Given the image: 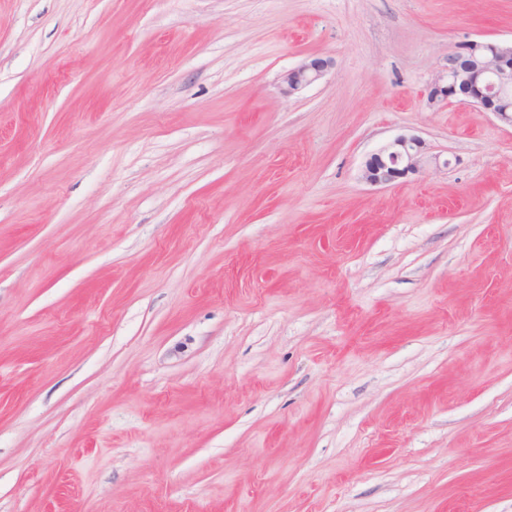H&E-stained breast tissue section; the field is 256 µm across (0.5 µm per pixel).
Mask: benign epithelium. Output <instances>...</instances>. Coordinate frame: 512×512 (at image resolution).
Wrapping results in <instances>:
<instances>
[{
	"label": "benign epithelium",
	"instance_id": "benign-epithelium-1",
	"mask_svg": "<svg viewBox=\"0 0 512 512\" xmlns=\"http://www.w3.org/2000/svg\"><path fill=\"white\" fill-rule=\"evenodd\" d=\"M332 66L331 59H305L282 75L283 93L292 95L302 90L323 78ZM452 99L507 117L512 122V117H508L512 112V46L468 39L449 51L427 100L437 105ZM424 158L423 140L414 135H400L365 161L363 178L373 185H390L420 172Z\"/></svg>",
	"mask_w": 512,
	"mask_h": 512
}]
</instances>
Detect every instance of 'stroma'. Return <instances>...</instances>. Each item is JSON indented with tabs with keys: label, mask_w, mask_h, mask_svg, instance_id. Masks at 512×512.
I'll list each match as a JSON object with an SVG mask.
<instances>
[{
	"label": "stroma",
	"mask_w": 512,
	"mask_h": 512,
	"mask_svg": "<svg viewBox=\"0 0 512 512\" xmlns=\"http://www.w3.org/2000/svg\"><path fill=\"white\" fill-rule=\"evenodd\" d=\"M466 39L512 0H0V512H512V123L426 100ZM332 59L322 57L306 58L295 68L286 71L281 78L282 91L286 95H292L306 86L320 80L333 66ZM425 149L424 141L417 136H397L365 161L363 178L373 185H390L419 173Z\"/></svg>",
	"instance_id": "1"
}]
</instances>
